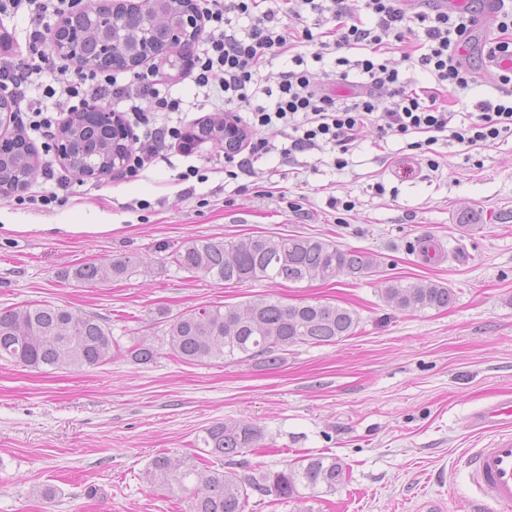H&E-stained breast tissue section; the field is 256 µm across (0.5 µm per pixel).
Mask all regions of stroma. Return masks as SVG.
Instances as JSON below:
<instances>
[{"label":"stroma","mask_w":512,"mask_h":512,"mask_svg":"<svg viewBox=\"0 0 512 512\" xmlns=\"http://www.w3.org/2000/svg\"><path fill=\"white\" fill-rule=\"evenodd\" d=\"M189 71L165 65L158 76L185 103L170 121L184 135L214 115ZM18 123L39 171L0 196V309L71 305L102 317L122 346L144 340L159 353L80 371L0 361V512H185L143 472L163 452L199 462L197 437L230 419L264 434L240 475L317 456L345 464L334 493L277 505L255 493L246 512H469L468 456L495 435L472 416L512 399V138L472 151L439 141L433 171L406 137L365 132L341 170L329 148L288 162L280 137L253 174L236 177L223 146L176 140L143 169L71 177L44 207L37 196L57 191L70 168L53 140L28 130L27 111ZM279 234L315 236L378 266L357 279L224 284L171 261L194 239ZM426 237L442 244V261L420 259ZM123 257L138 267L106 283L62 276ZM421 279L452 288L453 303L412 313L385 302L390 281ZM257 298L339 305L359 324L336 344L290 347L275 369L188 364L160 345L162 316Z\"/></svg>","instance_id":"35a3bbf8"}]
</instances>
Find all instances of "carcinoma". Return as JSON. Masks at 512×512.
I'll list each match as a JSON object with an SVG mask.
<instances>
[{
  "instance_id": "carcinoma-1",
  "label": "carcinoma",
  "mask_w": 512,
  "mask_h": 512,
  "mask_svg": "<svg viewBox=\"0 0 512 512\" xmlns=\"http://www.w3.org/2000/svg\"><path fill=\"white\" fill-rule=\"evenodd\" d=\"M68 127L87 142L100 164L99 174L112 172V133L80 118ZM30 150L0 160L5 181L26 184L36 176ZM172 263L191 273H203L218 281L284 280L293 283L340 274L359 278L375 267L373 259L343 249L317 237L251 236L239 241L200 238L171 254ZM132 260L79 265L65 276L88 284L126 274ZM387 303L401 311L443 309L454 300V291L437 283L391 284L384 289ZM358 317L348 308L329 303L284 305L259 298L223 308L205 306L166 320L162 344L169 353L189 364L212 359L243 361L259 357L276 367L288 348L298 345H330L352 335ZM127 353L135 362L148 363L157 349L144 341L122 350L101 317L53 303L25 304L0 310V361L29 368L83 369L99 367ZM261 431L250 423L216 422L204 429L201 443L209 455L234 463V458L258 447ZM344 464L335 457H310L296 468L273 475L241 477L234 471L212 473L186 465L165 453L149 462L146 479L160 486H176L189 494V512H246L250 492L273 495L279 503L302 499L299 489L332 492L344 479Z\"/></svg>"
}]
</instances>
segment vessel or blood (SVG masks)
<instances>
[{
    "instance_id": "b4317fda",
    "label": "vessel or blood",
    "mask_w": 512,
    "mask_h": 512,
    "mask_svg": "<svg viewBox=\"0 0 512 512\" xmlns=\"http://www.w3.org/2000/svg\"><path fill=\"white\" fill-rule=\"evenodd\" d=\"M510 417L512 401L487 405L474 416L475 425L496 428L497 433L490 447L477 449L468 458L471 481L479 492L471 502L473 512L494 507L507 512L512 507V432L502 428Z\"/></svg>"
}]
</instances>
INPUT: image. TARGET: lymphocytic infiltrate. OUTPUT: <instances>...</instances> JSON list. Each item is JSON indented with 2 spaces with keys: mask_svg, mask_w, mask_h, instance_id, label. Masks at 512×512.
<instances>
[{
  "mask_svg": "<svg viewBox=\"0 0 512 512\" xmlns=\"http://www.w3.org/2000/svg\"><path fill=\"white\" fill-rule=\"evenodd\" d=\"M287 14L314 17L312 26H288L274 8L260 9L258 0H204L203 30L192 53L191 74L204 96L222 101L223 111L244 110L251 133L244 148L251 157L271 152L279 136H287L284 153L323 150L339 152L334 164L348 165L347 154L371 128L379 137L425 133L430 143L439 135L468 148H480L512 138V68L493 69L500 93L482 100L465 124H455L452 97L476 82L475 70L461 54V41L479 22L473 6L449 11L438 0H419L408 12L403 0H361L352 8L347 0H287ZM69 0H0V13L23 17L27 39L37 50L28 61H0V84L11 87L19 101L37 118V127L51 131L48 107L71 110L86 101L125 104L146 128L143 141L133 147L134 162L144 165L166 150L167 138L178 136L167 126L170 113L180 111L181 99L160 93L158 64L134 73L129 81L93 69L74 82L53 87L45 84L56 66L44 46L53 19L65 17ZM247 26H240V19ZM495 33L487 37L481 53L485 62L512 59V0H499ZM310 55H303V48ZM429 73L434 87L415 89L404 81L389 54ZM288 56L291 65L280 72L275 86L263 85L260 69L267 58ZM333 58L335 85L314 81L309 62ZM272 106L259 105L260 97ZM149 107H142V100Z\"/></svg>",
  "mask_w": 512,
  "mask_h": 512,
  "instance_id": "obj_1",
  "label": "lymphocytic infiltrate"
}]
</instances>
